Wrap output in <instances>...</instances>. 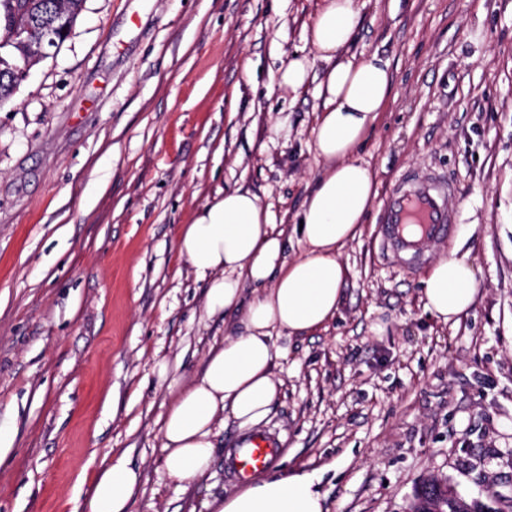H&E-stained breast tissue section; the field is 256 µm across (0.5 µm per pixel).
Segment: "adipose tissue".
Instances as JSON below:
<instances>
[{"label":"adipose tissue","instance_id":"1","mask_svg":"<svg viewBox=\"0 0 512 512\" xmlns=\"http://www.w3.org/2000/svg\"><path fill=\"white\" fill-rule=\"evenodd\" d=\"M358 18L355 0H321L307 37L329 69L316 93L323 100L312 129L314 151L326 164L299 219L301 254L287 258L283 233L256 193L229 189L207 201L176 240L179 254L205 282L206 316L238 315L241 332L210 345L201 373L172 377L162 419L161 466L171 479L192 484L215 460V439L226 421L247 430L271 413L282 386L273 373L274 330L307 336L325 329L342 301V248L362 232L375 198L374 177L355 157L389 93V63L379 55L337 60ZM251 293H244V285ZM477 280L468 254L437 259L424 281V309L441 322L471 310ZM141 472L119 458L96 477L89 512H129ZM211 512H324L311 476L266 475L243 491L215 498Z\"/></svg>","mask_w":512,"mask_h":512}]
</instances>
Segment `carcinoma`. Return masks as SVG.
Segmentation results:
<instances>
[{
	"label": "carcinoma",
	"mask_w": 512,
	"mask_h": 512,
	"mask_svg": "<svg viewBox=\"0 0 512 512\" xmlns=\"http://www.w3.org/2000/svg\"><path fill=\"white\" fill-rule=\"evenodd\" d=\"M52 0H0V104L12 94V76L27 62L26 54L15 47L12 32L15 29L36 27L49 18ZM441 507L445 512H480L481 502L467 500L461 494L444 496L441 482L433 480L417 490L414 497V512H425L432 507Z\"/></svg>",
	"instance_id": "cac0c4a2"
}]
</instances>
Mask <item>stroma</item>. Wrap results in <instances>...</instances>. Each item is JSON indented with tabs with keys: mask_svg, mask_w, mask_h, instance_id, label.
<instances>
[{
	"mask_svg": "<svg viewBox=\"0 0 512 512\" xmlns=\"http://www.w3.org/2000/svg\"><path fill=\"white\" fill-rule=\"evenodd\" d=\"M340 51L390 62L392 91L356 157L373 173L340 259L327 329L274 331L283 382L272 469L313 475L326 512H409L427 480L512 512V0H356ZM319 0H84L70 36L0 105V512H89L106 459L140 468L131 512H207L239 489L224 458L181 487L160 467L170 395L238 317H206L175 247L218 191L245 186L295 224L323 169L312 128L326 65L305 35ZM296 56L308 86L278 87ZM289 140L271 139L279 116ZM410 169L454 187L453 237L475 307L425 312L426 265L386 262L381 196Z\"/></svg>",
	"mask_w": 512,
	"mask_h": 512,
	"instance_id": "obj_1",
	"label": "stroma"
}]
</instances>
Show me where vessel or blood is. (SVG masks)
<instances>
[{
    "instance_id": "1",
    "label": "vessel or blood",
    "mask_w": 512,
    "mask_h": 512,
    "mask_svg": "<svg viewBox=\"0 0 512 512\" xmlns=\"http://www.w3.org/2000/svg\"><path fill=\"white\" fill-rule=\"evenodd\" d=\"M450 196V185L432 173L413 171L396 180L382 205L379 237L383 249L396 260L419 263L431 244L445 240L454 230ZM277 456L272 435L254 432L236 441L228 472L244 482L267 471Z\"/></svg>"
}]
</instances>
